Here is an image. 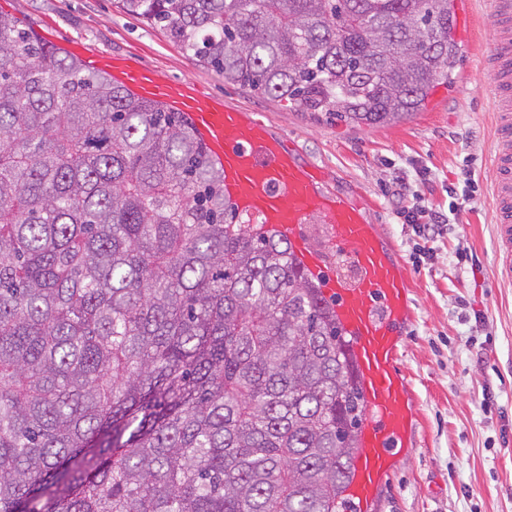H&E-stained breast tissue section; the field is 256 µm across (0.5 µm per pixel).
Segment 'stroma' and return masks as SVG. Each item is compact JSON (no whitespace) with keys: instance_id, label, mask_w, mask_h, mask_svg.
Here are the masks:
<instances>
[{"instance_id":"1","label":"stroma","mask_w":512,"mask_h":512,"mask_svg":"<svg viewBox=\"0 0 512 512\" xmlns=\"http://www.w3.org/2000/svg\"><path fill=\"white\" fill-rule=\"evenodd\" d=\"M0 11L49 32L58 47L78 42L124 57L254 113L324 171L326 187L367 202L412 279L397 363L408 378L416 445L396 464L377 512H512V280L501 276L495 249L491 0H457L454 82L438 86L427 109L409 119L362 129L225 83L117 0H0ZM408 162L430 174L420 187L429 207L447 209L448 185L462 169L480 187L421 267L412 260L413 229L388 200ZM461 248L469 260H457Z\"/></svg>"}]
</instances>
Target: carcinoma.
Returning a JSON list of instances; mask_svg holds the SVG:
<instances>
[{"label":"carcinoma","instance_id":"carcinoma-1","mask_svg":"<svg viewBox=\"0 0 512 512\" xmlns=\"http://www.w3.org/2000/svg\"><path fill=\"white\" fill-rule=\"evenodd\" d=\"M455 0H121L352 128L450 82ZM287 239L188 122L0 14V512H339L365 407Z\"/></svg>","mask_w":512,"mask_h":512}]
</instances>
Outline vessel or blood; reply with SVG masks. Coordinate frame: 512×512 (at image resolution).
I'll return each mask as SVG.
<instances>
[{"label":"vessel or blood","instance_id":"1","mask_svg":"<svg viewBox=\"0 0 512 512\" xmlns=\"http://www.w3.org/2000/svg\"><path fill=\"white\" fill-rule=\"evenodd\" d=\"M498 38L492 74L498 104L495 212L503 271L512 276V0H492ZM72 55L107 74L116 85L182 115L209 157L224 172V196L237 216L286 235L291 252L322 279L362 390L366 419L358 434L344 491L354 512H374L399 455L412 445L413 413L406 378L397 365L401 327L411 316L410 274L364 202L329 191L322 170L303 162L287 143L246 111L200 99L182 83L105 55ZM325 224L336 250L357 270L332 275L324 250L305 232Z\"/></svg>","mask_w":512,"mask_h":512}]
</instances>
